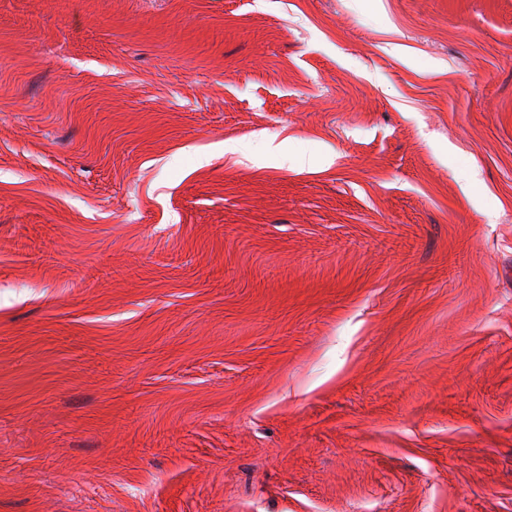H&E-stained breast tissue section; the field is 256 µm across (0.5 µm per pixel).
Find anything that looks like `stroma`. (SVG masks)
<instances>
[{"label":"stroma","mask_w":512,"mask_h":512,"mask_svg":"<svg viewBox=\"0 0 512 512\" xmlns=\"http://www.w3.org/2000/svg\"><path fill=\"white\" fill-rule=\"evenodd\" d=\"M0 512H512V0H0Z\"/></svg>","instance_id":"1"}]
</instances>
